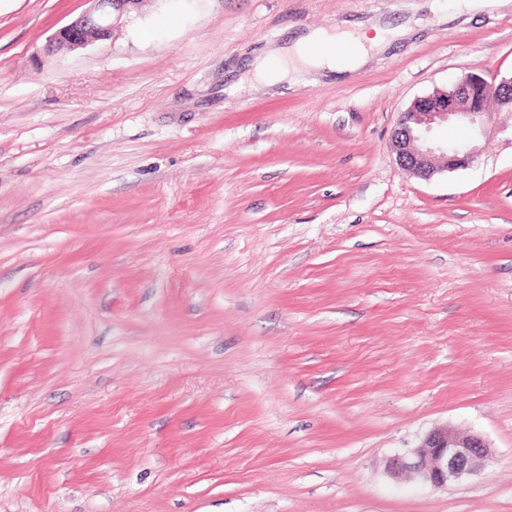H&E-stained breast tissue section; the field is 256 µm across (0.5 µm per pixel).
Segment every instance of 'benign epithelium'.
I'll list each match as a JSON object with an SVG mask.
<instances>
[{"label":"benign epithelium","instance_id":"benign-epithelium-1","mask_svg":"<svg viewBox=\"0 0 512 512\" xmlns=\"http://www.w3.org/2000/svg\"><path fill=\"white\" fill-rule=\"evenodd\" d=\"M97 11L86 14L63 26L46 45L51 56L61 51L75 50L91 38H105L112 31L113 13L136 8L142 0H95ZM496 99L500 106L512 112V77L492 82L481 74L470 73L415 98L398 119L392 135V147L399 166L424 180L442 171H454L470 166L478 156L475 139L487 125V103ZM461 122L473 140L459 146L435 147L428 141L433 127L441 123ZM491 452L483 438L475 433H463L448 426L427 432L420 443L407 453L395 455L388 469L414 473L422 482L444 487L463 477L478 475Z\"/></svg>","mask_w":512,"mask_h":512}]
</instances>
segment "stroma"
Here are the masks:
<instances>
[{
    "mask_svg": "<svg viewBox=\"0 0 512 512\" xmlns=\"http://www.w3.org/2000/svg\"><path fill=\"white\" fill-rule=\"evenodd\" d=\"M0 0V512H512V116L402 170L399 112L512 74V5ZM406 33L296 89L253 60ZM236 94H228L233 84ZM450 425L482 474L387 460ZM93 1L97 3L96 14H86L57 30L46 45L45 51L48 56L65 50H75L84 46L90 38L108 37L112 31L113 13L128 12L142 2V0Z\"/></svg>",
    "mask_w": 512,
    "mask_h": 512,
    "instance_id": "stroma-1",
    "label": "stroma"
}]
</instances>
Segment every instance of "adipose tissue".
<instances>
[{"mask_svg": "<svg viewBox=\"0 0 512 512\" xmlns=\"http://www.w3.org/2000/svg\"><path fill=\"white\" fill-rule=\"evenodd\" d=\"M387 30L376 28L374 35L338 28L317 29L300 37L286 49L274 48L256 62L253 77L268 85H296L298 76L316 77L324 72L357 68L369 51L382 48Z\"/></svg>", "mask_w": 512, "mask_h": 512, "instance_id": "adipose-tissue-1", "label": "adipose tissue"}]
</instances>
